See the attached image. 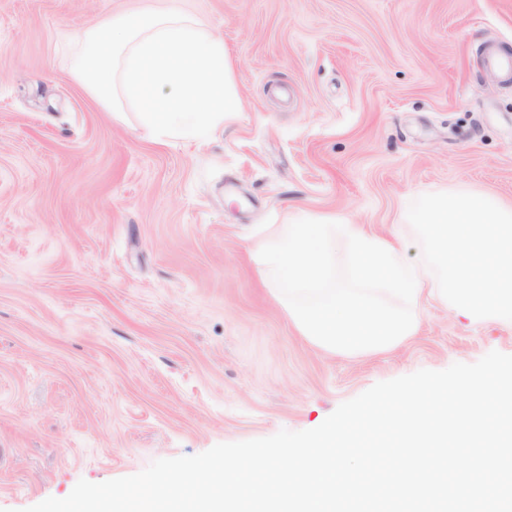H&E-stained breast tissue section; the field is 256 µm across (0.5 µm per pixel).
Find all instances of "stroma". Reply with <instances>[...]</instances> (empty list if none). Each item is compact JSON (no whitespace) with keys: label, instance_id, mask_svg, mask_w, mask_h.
Here are the masks:
<instances>
[{"label":"stroma","instance_id":"stroma-1","mask_svg":"<svg viewBox=\"0 0 512 512\" xmlns=\"http://www.w3.org/2000/svg\"><path fill=\"white\" fill-rule=\"evenodd\" d=\"M224 40L241 109L156 142L75 78L69 46L149 0H0V512L82 479L318 427L421 369L512 354L446 304L364 356L300 336L254 233L333 214L421 252L403 210L442 189L512 203V0H168Z\"/></svg>","mask_w":512,"mask_h":512}]
</instances>
